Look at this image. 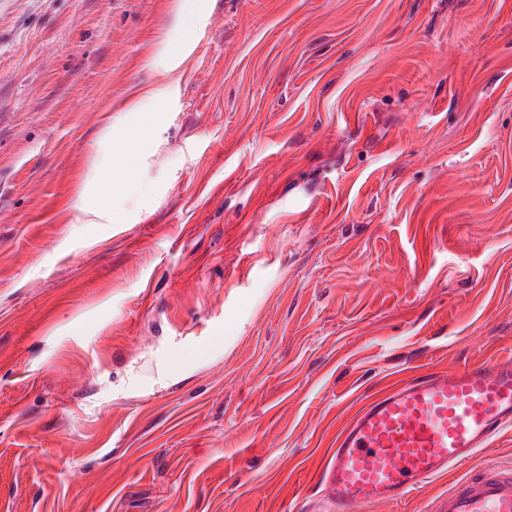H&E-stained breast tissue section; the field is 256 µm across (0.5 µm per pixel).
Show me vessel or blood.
<instances>
[{"instance_id": "obj_1", "label": "vessel or blood", "mask_w": 512, "mask_h": 512, "mask_svg": "<svg viewBox=\"0 0 512 512\" xmlns=\"http://www.w3.org/2000/svg\"><path fill=\"white\" fill-rule=\"evenodd\" d=\"M510 427L511 360L418 374L369 399L338 435L319 512L400 503ZM437 512H512V472L467 479Z\"/></svg>"}]
</instances>
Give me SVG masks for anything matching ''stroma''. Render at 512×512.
<instances>
[{"mask_svg": "<svg viewBox=\"0 0 512 512\" xmlns=\"http://www.w3.org/2000/svg\"><path fill=\"white\" fill-rule=\"evenodd\" d=\"M197 2L0 0V512H297L372 394L512 361V0ZM191 53L192 47L189 42H185L177 52H173L168 46H165L161 54L165 59L164 74L168 78V82L150 87L144 97L156 101L163 100L167 96L171 84L176 81L179 68Z\"/></svg>", "mask_w": 512, "mask_h": 512, "instance_id": "obj_1", "label": "stroma"}]
</instances>
